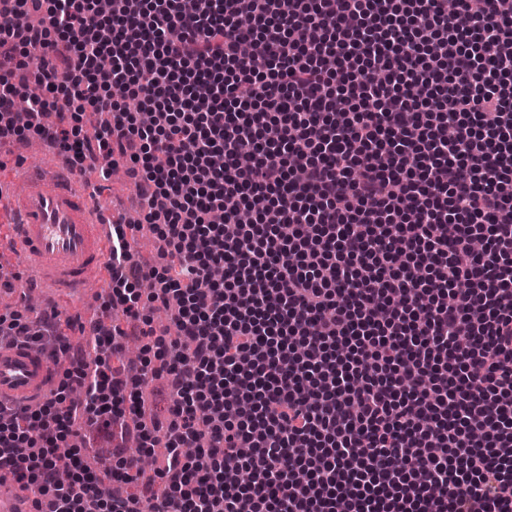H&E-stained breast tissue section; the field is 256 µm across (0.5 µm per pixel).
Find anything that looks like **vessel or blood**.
I'll return each mask as SVG.
<instances>
[{"label":"vessel or blood","instance_id":"1","mask_svg":"<svg viewBox=\"0 0 512 512\" xmlns=\"http://www.w3.org/2000/svg\"><path fill=\"white\" fill-rule=\"evenodd\" d=\"M9 236L25 268L65 296L100 282L112 248V211L97 191L81 188L67 165H23L8 201ZM53 382L38 349L0 343V407L23 413Z\"/></svg>","mask_w":512,"mask_h":512}]
</instances>
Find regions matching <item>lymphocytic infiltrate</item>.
<instances>
[{
    "label": "lymphocytic infiltrate",
    "mask_w": 512,
    "mask_h": 512,
    "mask_svg": "<svg viewBox=\"0 0 512 512\" xmlns=\"http://www.w3.org/2000/svg\"><path fill=\"white\" fill-rule=\"evenodd\" d=\"M0 56V142L124 161L160 244L113 228L106 264L154 358L0 314L63 369L0 413L36 512H96L105 475L112 512H512V0H0ZM91 430L112 462L59 483ZM161 443V493H123ZM144 244L147 245L145 246ZM131 248L138 260L148 264L155 262L158 244L155 235L146 224L137 232V238Z\"/></svg>",
    "instance_id": "f902f5d3"
}]
</instances>
